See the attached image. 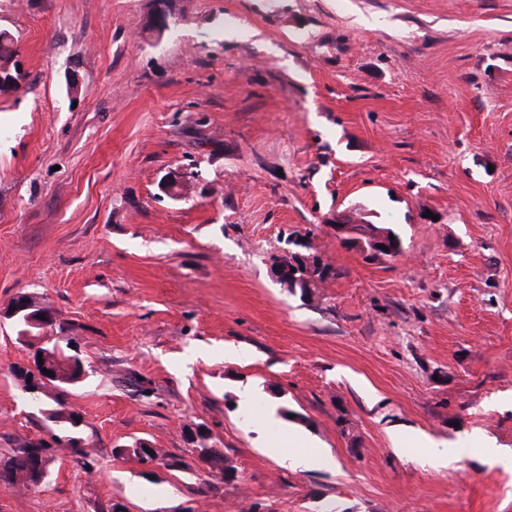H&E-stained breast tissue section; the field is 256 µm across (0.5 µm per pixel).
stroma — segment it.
I'll return each mask as SVG.
<instances>
[{
  "label": "stroma",
  "instance_id": "stroma-1",
  "mask_svg": "<svg viewBox=\"0 0 512 512\" xmlns=\"http://www.w3.org/2000/svg\"><path fill=\"white\" fill-rule=\"evenodd\" d=\"M0 29L26 71L0 93V306L45 304L88 369L86 464L56 452L0 512H512V0H0ZM345 210L403 255L340 247ZM297 232L336 271L309 300L270 270ZM31 353L0 322V454L44 432ZM293 429L329 464L281 465ZM136 439L183 469L114 457ZM196 452L198 454L197 458L199 462L205 465L208 470L215 472L216 474H222L225 478L230 476L229 471L226 470L224 472L227 459H225L224 455L216 449L210 448L209 450H206L205 446L200 445L199 448H196Z\"/></svg>",
  "mask_w": 512,
  "mask_h": 512
}]
</instances>
